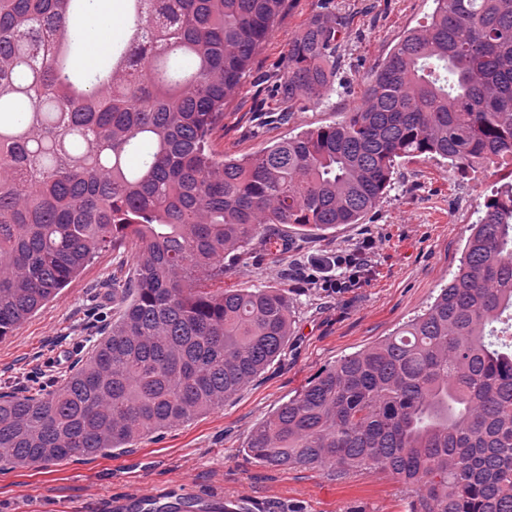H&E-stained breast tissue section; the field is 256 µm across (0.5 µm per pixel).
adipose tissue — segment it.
<instances>
[{"label":"adipose tissue","instance_id":"1","mask_svg":"<svg viewBox=\"0 0 512 512\" xmlns=\"http://www.w3.org/2000/svg\"><path fill=\"white\" fill-rule=\"evenodd\" d=\"M119 0H92L90 15L80 25L84 47L81 66H92L104 58L107 45L113 39H128L131 35L118 6Z\"/></svg>","mask_w":512,"mask_h":512}]
</instances>
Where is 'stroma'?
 <instances>
[{
	"mask_svg": "<svg viewBox=\"0 0 512 512\" xmlns=\"http://www.w3.org/2000/svg\"><path fill=\"white\" fill-rule=\"evenodd\" d=\"M319 6L320 0H286L270 39L224 106L210 139L216 154L243 158L341 122L394 45L426 24L435 8L433 0H330L347 23L332 91L293 112L288 123L262 124L270 86L284 74L288 44ZM501 184L496 167L459 173L440 159L401 160L363 223L322 235L283 224L286 250L272 252L258 237L244 252L228 253L225 286L288 294L292 334L279 360L222 408L145 436L121 453L0 474V512H104L107 499L143 492L174 502L185 482L197 496L220 493L248 512H409L403 484L390 472L361 470L339 482L317 469L261 465L245 446L252 431L322 369L382 341L434 300L457 270L486 198ZM368 238L376 246L355 285L334 290L309 284L315 260L353 251ZM135 264L132 242L99 251L57 298L0 339V394L54 389L85 361L121 308L113 280L126 278ZM289 269L294 277H286Z\"/></svg>",
	"mask_w": 512,
	"mask_h": 512,
	"instance_id": "35a3bbf8",
	"label": "stroma"
}]
</instances>
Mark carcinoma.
<instances>
[{"mask_svg":"<svg viewBox=\"0 0 512 512\" xmlns=\"http://www.w3.org/2000/svg\"><path fill=\"white\" fill-rule=\"evenodd\" d=\"M133 35L68 65L86 0H0V338L95 253L138 247L124 309L48 393L0 395V472L106 457L224 406L285 349L287 297L224 287V253L277 224H359L397 160L512 161V0H434L347 118L240 160L209 135L285 0H130ZM343 19L288 43L268 119L319 101ZM459 268L395 334L341 358L245 451L338 481L397 475L410 512H512V171Z\"/></svg>","mask_w":512,"mask_h":512,"instance_id":"carcinoma-1","label":"carcinoma"}]
</instances>
